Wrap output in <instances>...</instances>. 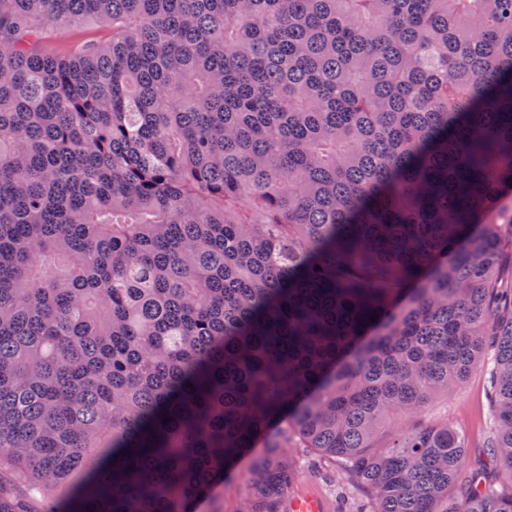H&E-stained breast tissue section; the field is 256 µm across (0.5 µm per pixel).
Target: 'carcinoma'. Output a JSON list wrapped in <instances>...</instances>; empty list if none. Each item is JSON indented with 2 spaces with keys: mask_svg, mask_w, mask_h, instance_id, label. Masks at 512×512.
Here are the masks:
<instances>
[{
  "mask_svg": "<svg viewBox=\"0 0 512 512\" xmlns=\"http://www.w3.org/2000/svg\"><path fill=\"white\" fill-rule=\"evenodd\" d=\"M500 224L512 0H0V512H512ZM112 37V28L86 21L78 25L52 32L48 44L60 52H65L73 44L85 41H106ZM494 351L488 348L480 368L473 370L456 390L448 395V403L439 400L432 412L439 417L448 416V424L465 436L472 454L482 451L483 441L489 432L492 405L489 397L491 386L487 368L493 365ZM264 446L263 442L258 443L253 455L243 459L230 478H224V484L215 489L212 497L197 512H234L246 493V478L252 457L260 455ZM301 462L306 464L305 477L299 489V497L314 496L324 505V512L360 509L368 499L366 491L348 475L336 468L330 470L317 458H306V448H298ZM308 461V463H307ZM323 505L317 500L303 498L292 503L293 512H321Z\"/></svg>",
  "mask_w": 512,
  "mask_h": 512,
  "instance_id": "1",
  "label": "carcinoma"
}]
</instances>
